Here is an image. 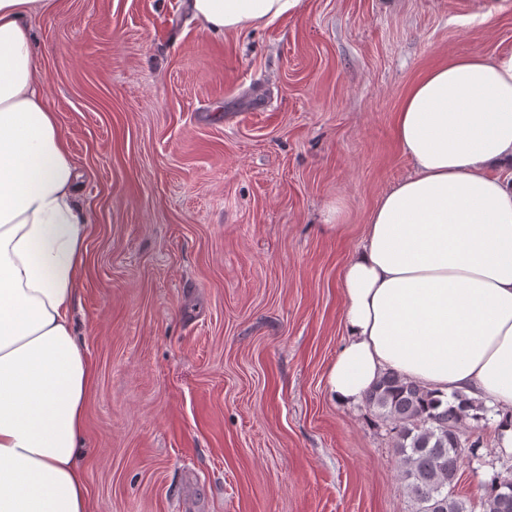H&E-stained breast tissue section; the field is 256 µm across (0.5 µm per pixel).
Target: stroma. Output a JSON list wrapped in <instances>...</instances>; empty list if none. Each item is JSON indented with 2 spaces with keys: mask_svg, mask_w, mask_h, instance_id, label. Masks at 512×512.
<instances>
[{
  "mask_svg": "<svg viewBox=\"0 0 512 512\" xmlns=\"http://www.w3.org/2000/svg\"><path fill=\"white\" fill-rule=\"evenodd\" d=\"M32 28L92 214L73 310L92 512H416L391 422L329 391L338 281L411 170L405 92L511 51L512 0H301L224 36L186 0H56ZM482 435L469 512L512 476Z\"/></svg>",
  "mask_w": 512,
  "mask_h": 512,
  "instance_id": "stroma-1",
  "label": "stroma"
}]
</instances>
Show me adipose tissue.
<instances>
[{"label":"adipose tissue","mask_w":512,"mask_h":512,"mask_svg":"<svg viewBox=\"0 0 512 512\" xmlns=\"http://www.w3.org/2000/svg\"><path fill=\"white\" fill-rule=\"evenodd\" d=\"M301 0H190L216 35L262 27ZM0 0V512H90L78 465L96 371L71 312L90 212L45 101L34 16ZM410 173L371 210L339 281L344 342L328 383L358 404L388 371L441 399L496 408L512 453V52L452 57L395 116Z\"/></svg>","instance_id":"adipose-tissue-1"}]
</instances>
